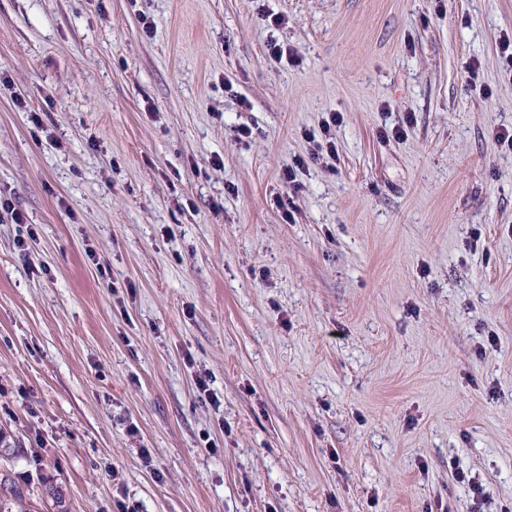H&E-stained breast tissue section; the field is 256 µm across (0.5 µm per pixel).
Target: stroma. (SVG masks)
Returning a JSON list of instances; mask_svg holds the SVG:
<instances>
[{
  "label": "stroma",
  "mask_w": 512,
  "mask_h": 512,
  "mask_svg": "<svg viewBox=\"0 0 512 512\" xmlns=\"http://www.w3.org/2000/svg\"><path fill=\"white\" fill-rule=\"evenodd\" d=\"M506 34L512 0H0L33 512H512Z\"/></svg>",
  "instance_id": "1"
}]
</instances>
